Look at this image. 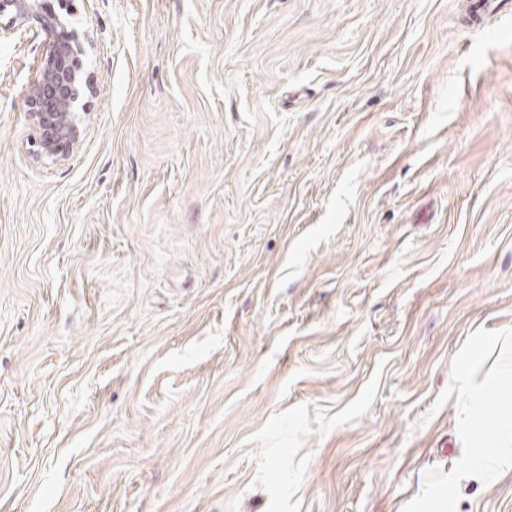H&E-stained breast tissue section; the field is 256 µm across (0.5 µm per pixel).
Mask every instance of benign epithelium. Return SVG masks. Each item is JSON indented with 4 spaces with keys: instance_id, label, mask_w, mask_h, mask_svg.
<instances>
[{
    "instance_id": "benign-epithelium-1",
    "label": "benign epithelium",
    "mask_w": 512,
    "mask_h": 512,
    "mask_svg": "<svg viewBox=\"0 0 512 512\" xmlns=\"http://www.w3.org/2000/svg\"><path fill=\"white\" fill-rule=\"evenodd\" d=\"M0 16L8 18L0 24V39L23 27L49 36L47 52L28 94L34 129L31 146L39 160L64 161L84 131L85 97L95 93L80 65L85 48L69 30L66 18L44 0H0Z\"/></svg>"
}]
</instances>
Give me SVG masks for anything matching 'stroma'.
<instances>
[{"mask_svg":"<svg viewBox=\"0 0 512 512\" xmlns=\"http://www.w3.org/2000/svg\"><path fill=\"white\" fill-rule=\"evenodd\" d=\"M68 0L95 87L36 159L0 41V512H402L512 328V15ZM458 512H512V470Z\"/></svg>","mask_w":512,"mask_h":512,"instance_id":"stroma-1","label":"stroma"}]
</instances>
